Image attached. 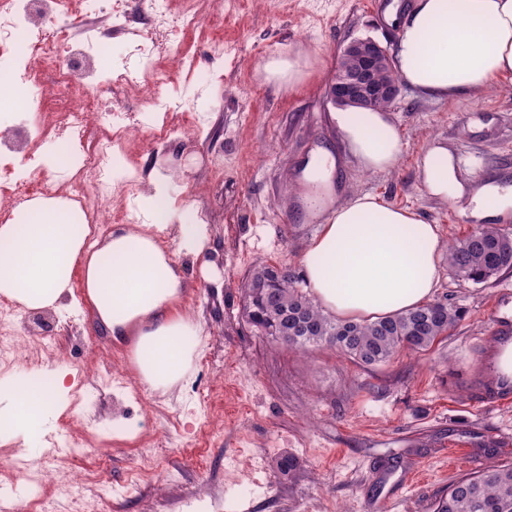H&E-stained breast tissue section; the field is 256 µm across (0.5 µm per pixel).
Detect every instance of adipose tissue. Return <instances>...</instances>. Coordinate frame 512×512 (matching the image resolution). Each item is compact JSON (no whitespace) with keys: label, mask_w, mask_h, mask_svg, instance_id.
I'll return each instance as SVG.
<instances>
[{"label":"adipose tissue","mask_w":512,"mask_h":512,"mask_svg":"<svg viewBox=\"0 0 512 512\" xmlns=\"http://www.w3.org/2000/svg\"><path fill=\"white\" fill-rule=\"evenodd\" d=\"M394 56L400 82L421 95L480 100L499 81H512V0H417L401 21ZM336 123L359 170L384 173L397 165L401 138L388 112L347 108ZM422 175L433 197L464 193L444 146L427 151ZM166 180V171L152 170L141 204L144 223L90 251L79 207L61 198L35 201L34 215L0 225V293L26 309L55 307L71 294L74 270L82 268L101 322L115 338L134 337L141 379L164 392L190 377L202 336L198 322L180 311L182 279L164 242L178 234L197 256L209 241L207 225L189 223ZM471 203L474 218L502 215L512 210V187L483 183ZM315 207L322 224L303 264L323 308L341 318H374L417 308L435 295L442 242L415 211L369 193ZM63 388L58 373L0 382V435L18 443L20 455L39 453Z\"/></svg>","instance_id":"obj_1"}]
</instances>
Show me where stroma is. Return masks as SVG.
Masks as SVG:
<instances>
[{"mask_svg":"<svg viewBox=\"0 0 512 512\" xmlns=\"http://www.w3.org/2000/svg\"><path fill=\"white\" fill-rule=\"evenodd\" d=\"M392 0H199L224 23L185 34V56L159 65L167 94L208 104L203 127L157 111L130 132L136 170L175 167L171 196L209 215L210 243L194 257L178 239L167 248L184 280L179 305L200 324L203 345L193 375L176 395L150 390L131 363V338L117 340L85 293L48 311L53 330L26 343L11 374L63 371L66 392L50 436L79 442L51 482L29 485L13 467L19 450L0 441V491L22 500L58 501L62 486L82 483L80 512H433L454 480L481 462L512 463V402L478 398L482 351L497 321L512 320V270L473 284L443 269L437 299L460 318L424 352H401L364 367L335 349H295L259 335L245 316V285L259 265L288 267L305 283L302 257L320 228L296 184L319 151L337 160L332 190L372 193L435 225L443 243L480 227L468 199L428 193L422 160L441 144L457 158V176L512 185V86L435 100L405 87L388 113L402 153L386 173L357 171L328 97L340 49L356 38L395 48ZM301 54L309 76L295 88L266 81L275 55ZM176 134L152 141L153 123ZM117 384L106 387L105 373ZM208 392L201 411L198 392ZM472 463L456 466L451 450ZM295 456L281 475L276 460Z\"/></svg>","mask_w":512,"mask_h":512,"instance_id":"1","label":"stroma"}]
</instances>
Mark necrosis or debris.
I'll return each instance as SVG.
<instances>
[{"instance_id": "4bbe7bcc", "label": "necrosis or debris", "mask_w": 512, "mask_h": 512, "mask_svg": "<svg viewBox=\"0 0 512 512\" xmlns=\"http://www.w3.org/2000/svg\"><path fill=\"white\" fill-rule=\"evenodd\" d=\"M104 12L132 33L136 63L99 66L108 43L88 21ZM208 19L192 6L170 11L166 0H140L136 13L125 0H0V74L38 92L36 99L21 98L11 124L0 127V156L9 161L10 176L0 192L8 195L11 210L61 197L79 204L94 237L111 223L116 204L126 223H142L132 191L137 175L124 163L127 128L138 118L110 106L120 89L165 86L160 57L178 54L175 34ZM91 112L98 127L87 120ZM49 136L71 155V168L45 160L28 171L40 141Z\"/></svg>"}]
</instances>
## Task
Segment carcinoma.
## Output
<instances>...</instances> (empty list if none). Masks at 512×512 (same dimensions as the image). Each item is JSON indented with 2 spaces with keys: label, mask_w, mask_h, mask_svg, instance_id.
Returning <instances> with one entry per match:
<instances>
[{
  "label": "carcinoma",
  "mask_w": 512,
  "mask_h": 512,
  "mask_svg": "<svg viewBox=\"0 0 512 512\" xmlns=\"http://www.w3.org/2000/svg\"><path fill=\"white\" fill-rule=\"evenodd\" d=\"M452 273L485 284L512 269V236L481 227L448 248ZM246 313L263 336L292 347L326 345L354 362L380 366L403 349L426 351L459 318V311L437 301L375 320L334 319L297 287L286 267L262 266L247 286ZM434 512H512V465L495 464L450 485Z\"/></svg>",
  "instance_id": "cac0c4a2"
}]
</instances>
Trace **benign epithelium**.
Listing matches in <instances>:
<instances>
[{"label":"benign epithelium","instance_id":"1","mask_svg":"<svg viewBox=\"0 0 512 512\" xmlns=\"http://www.w3.org/2000/svg\"><path fill=\"white\" fill-rule=\"evenodd\" d=\"M340 68L329 89L332 103L341 108H375L379 102L393 104L400 85L395 79L389 49L371 38L348 42L341 50Z\"/></svg>","mask_w":512,"mask_h":512}]
</instances>
